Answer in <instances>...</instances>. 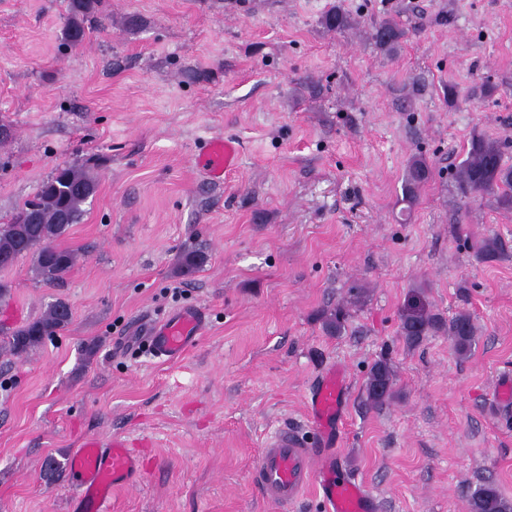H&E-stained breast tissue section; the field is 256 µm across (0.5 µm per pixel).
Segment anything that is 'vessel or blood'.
I'll use <instances>...</instances> for the list:
<instances>
[{
    "label": "vessel or blood",
    "instance_id": "1",
    "mask_svg": "<svg viewBox=\"0 0 512 512\" xmlns=\"http://www.w3.org/2000/svg\"><path fill=\"white\" fill-rule=\"evenodd\" d=\"M236 142L215 137L197 157V165L215 183L235 168ZM206 320L197 307L181 309L148 324L147 341L156 357L179 359L198 340ZM347 373L329 366L311 389L305 406V428L284 426L266 440L252 471V481L266 499L287 512L308 486H316L323 512H375L366 485L341 477L335 447L345 419ZM77 482L74 512H111L113 492L132 487L141 475L140 461L121 439L92 438L69 458Z\"/></svg>",
    "mask_w": 512,
    "mask_h": 512
}]
</instances>
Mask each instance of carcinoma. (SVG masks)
Segmentation results:
<instances>
[{"label":"carcinoma","instance_id":"1","mask_svg":"<svg viewBox=\"0 0 512 512\" xmlns=\"http://www.w3.org/2000/svg\"><path fill=\"white\" fill-rule=\"evenodd\" d=\"M95 0H71V16L64 28L66 39L79 44L86 38L84 17L94 9ZM320 24L328 32H343L353 26L350 15L333 5L326 10ZM406 32L397 24L384 21L372 35L376 47L390 55L396 52ZM433 175L432 167L421 157L408 161L402 191L405 202L413 207L419 200V191ZM456 179L464 194H493L497 203L512 209V167L502 162V151L497 141L476 134L472 136L460 162ZM96 190V175L83 167L66 166L42 184L36 199L26 206L37 208L35 224H0V257L18 261L33 259L35 275L46 284L63 281L75 262L73 252L54 245L73 224L81 222L83 205ZM38 241L35 248L22 250L25 240ZM512 253V244L497 237H487L475 248V256L482 262L504 258ZM207 255L199 249H187L178 257V270L183 276L193 274L203 266ZM72 322L69 305L63 299L50 304L39 317L9 330L0 341V350L11 356L26 354L68 328ZM347 324V312L338 304L323 315L325 330L339 336ZM439 318L421 306H413L400 316V334L407 344L414 345L423 337L441 330ZM448 335L460 354L467 353L477 336V327L467 312L456 314L448 321ZM367 392L376 405H383L395 396L394 371L386 361L375 363L370 371ZM470 512H512V504L505 500L490 483L474 490L469 497Z\"/></svg>","mask_w":512,"mask_h":512}]
</instances>
